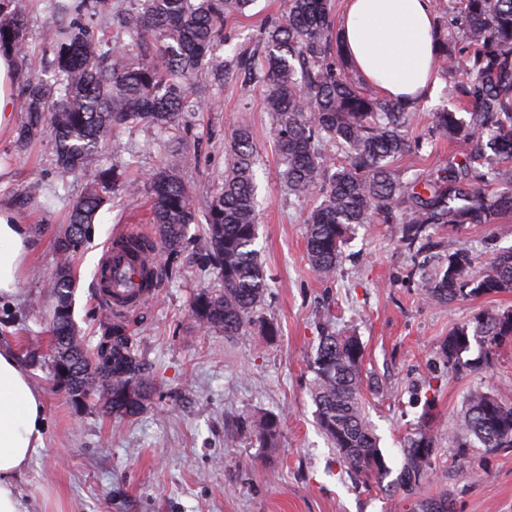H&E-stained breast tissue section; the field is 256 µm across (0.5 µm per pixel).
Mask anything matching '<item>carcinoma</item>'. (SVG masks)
Returning <instances> with one entry per match:
<instances>
[{
	"mask_svg": "<svg viewBox=\"0 0 512 512\" xmlns=\"http://www.w3.org/2000/svg\"><path fill=\"white\" fill-rule=\"evenodd\" d=\"M18 0H0V52L26 55L25 12ZM254 0H132L124 30L138 40L135 59L99 42L83 25L52 23L51 65L55 85L30 76L22 90V119L16 142L23 148L50 132L55 165L62 174L84 171L104 147L120 155L125 147L111 138L117 129L148 125L179 126L198 107L188 85L203 72L224 81L237 70L263 91L273 121L276 152L288 191L311 202L306 224V257L312 270L333 279L343 247L357 224L404 221L402 241L424 255L419 266L426 301L452 303L462 297L512 290V247L496 254L484 269L466 251L432 254L426 225L501 224L512 216V0H448L436 25L435 66L449 79L452 108L432 114V129L448 138L452 152L442 173L405 182L396 163L422 145L415 134L417 107L363 91L349 74L342 42L333 35L332 0H284V9L262 31L264 50L224 59L214 45L224 27ZM92 15H107L110 0H81ZM257 150L250 131H234L224 175L206 204L205 250L216 264L220 287L195 294L190 311L206 330L236 336L259 324L269 339L279 334L273 321L259 318L267 282L254 248L258 202L254 167ZM133 162L97 170L72 206L56 248L59 263L47 284L55 357L75 371L70 396L92 394L105 411L132 418L146 407V367L119 319L103 325L112 337V375L101 370V355L85 348L72 319L76 284L71 259L83 248L105 194H134ZM152 201L150 223L157 247L172 257L181 251L196 204L175 153L147 178ZM491 348L512 336V310L474 318L448 334L441 353L450 366L461 363L470 337ZM364 348L356 336L333 332L320 337L308 362L310 393L317 424L341 462L365 480L382 481L390 470L366 419L361 396ZM280 421L263 416L254 423L262 448L277 445ZM461 432L486 450L512 447V404L480 390L470 393ZM436 448L420 431L404 448L400 476L391 487L413 497L432 471Z\"/></svg>",
	"mask_w": 512,
	"mask_h": 512,
	"instance_id": "cac0c4a2",
	"label": "carcinoma"
}]
</instances>
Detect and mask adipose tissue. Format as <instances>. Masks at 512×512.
I'll return each mask as SVG.
<instances>
[{"label":"adipose tissue","mask_w":512,"mask_h":512,"mask_svg":"<svg viewBox=\"0 0 512 512\" xmlns=\"http://www.w3.org/2000/svg\"><path fill=\"white\" fill-rule=\"evenodd\" d=\"M338 30L357 74L382 95L408 104L434 97L433 0H345ZM20 73L13 54L0 53V134L15 126ZM38 232L0 204V297L17 293ZM44 398L14 351L0 348V512H27L16 480L42 443Z\"/></svg>","instance_id":"ef3b65f1"}]
</instances>
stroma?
<instances>
[{"instance_id":"1","label":"stroma","mask_w":512,"mask_h":512,"mask_svg":"<svg viewBox=\"0 0 512 512\" xmlns=\"http://www.w3.org/2000/svg\"><path fill=\"white\" fill-rule=\"evenodd\" d=\"M25 3L27 59L44 73L53 58L44 34L54 13L50 0ZM281 8L282 0H256L247 16L227 25L217 56L256 49L265 20ZM448 103L443 86L421 104L418 129L428 141L399 161L405 179L447 164L448 143L430 133L429 114ZM243 125L259 152L255 247L269 284L261 314L277 321L280 334L269 342L255 325L231 337L198 325L190 299L219 280L199 243L201 225H191L175 261L158 259V288L124 316L150 387L146 409L133 419L106 414L93 400L75 404L50 365L46 285L65 217L93 173H59L50 136L25 149L15 135L0 136V203L40 232L17 294L0 298V346L15 350L45 400L43 446L17 481L30 512H419V499L440 495L450 512H512V448L488 451L459 432L471 391L512 402V338L492 348L471 341L456 367L440 351L452 328L485 310L512 308V292L427 302L412 273L419 255L394 225L381 223L355 227L335 279L314 273L305 259L304 207L285 187L271 117L260 86L247 76L210 87L201 109L185 115L183 130L137 126L116 136L142 182L169 150L180 149L184 179L202 209L224 172L231 135ZM33 185L39 193L31 199ZM148 215L146 192L108 195L72 260L74 321L88 344H96L111 316L95 269L124 230L153 236ZM427 234L446 250L471 253L485 268L512 247V219L458 229L432 224ZM331 331L363 343L365 409L391 473L402 468L408 438L422 430L433 438L432 472L419 498L388 495L350 474L321 433L307 362L320 336ZM265 415L281 420L274 448L258 447L252 435L254 421Z\"/></svg>"}]
</instances>
